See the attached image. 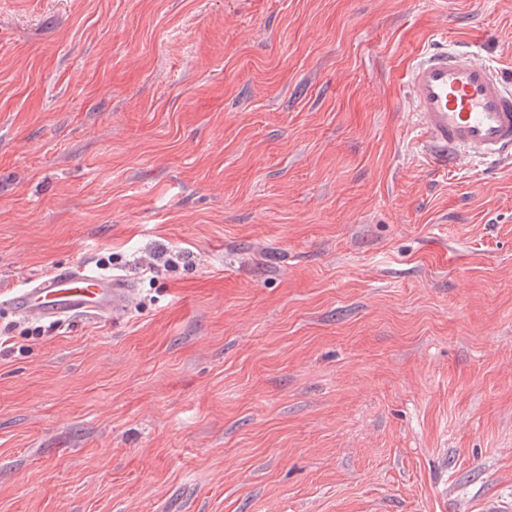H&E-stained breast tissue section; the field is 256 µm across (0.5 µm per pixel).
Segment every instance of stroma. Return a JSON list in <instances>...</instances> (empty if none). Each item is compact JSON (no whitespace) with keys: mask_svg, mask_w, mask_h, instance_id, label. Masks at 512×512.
Masks as SVG:
<instances>
[{"mask_svg":"<svg viewBox=\"0 0 512 512\" xmlns=\"http://www.w3.org/2000/svg\"><path fill=\"white\" fill-rule=\"evenodd\" d=\"M437 45L512 76V0H0V288H134L0 310V512H512V160L421 150ZM134 289L130 279L101 274L83 263L30 276L21 287L1 292L0 302L27 318L115 320L125 315Z\"/></svg>","mask_w":512,"mask_h":512,"instance_id":"1","label":"stroma"}]
</instances>
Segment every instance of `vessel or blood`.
Returning a JSON list of instances; mask_svg holds the SVG:
<instances>
[{
	"label": "vessel or blood",
	"mask_w": 512,
	"mask_h": 512,
	"mask_svg": "<svg viewBox=\"0 0 512 512\" xmlns=\"http://www.w3.org/2000/svg\"><path fill=\"white\" fill-rule=\"evenodd\" d=\"M406 92L418 140L437 161L512 158V89L499 70L443 47L412 64ZM132 296L130 279L79 263L26 278L0 305L27 318L115 320Z\"/></svg>",
	"instance_id": "vessel-or-blood-1"
}]
</instances>
